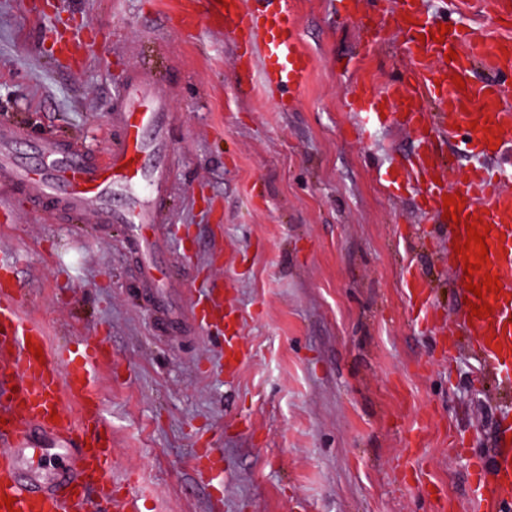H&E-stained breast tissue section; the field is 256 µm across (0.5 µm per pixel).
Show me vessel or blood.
<instances>
[{
	"mask_svg": "<svg viewBox=\"0 0 512 512\" xmlns=\"http://www.w3.org/2000/svg\"><path fill=\"white\" fill-rule=\"evenodd\" d=\"M211 27L244 41L235 74L240 85L260 79L267 92L296 96L303 89L309 60L298 48L299 27L288 0H208ZM438 19L420 0H392L378 24L395 27L406 40L409 65L399 80L375 87L363 85L350 100L351 111L368 123H381L395 113L398 126L418 136L419 150L406 167V182L423 184L420 208L439 232L467 241L468 227L485 230L489 259L474 271L473 283L485 275L498 277L500 291L485 293L491 310L472 315L462 307L455 329L468 337L482 376L503 390L495 429L494 453L476 460L471 472V512H512V191L506 175L487 166L458 169L439 153L444 138H460L465 152L487 156L503 148L512 132V37L488 40L459 24H451L442 41L431 38ZM456 58H448V51ZM484 63L493 81L474 82L470 71ZM465 78L457 87L456 78ZM111 125L122 132L116 144L98 157L55 139L30 141L37 163L15 149L27 140L17 124H0V190H23L36 203L57 204L65 213L88 214L101 224H121L125 241L141 247L151 231L167 223L161 205L170 188L167 143L177 120L169 93L150 70L133 69L112 89ZM461 196L458 220L445 216L444 199ZM17 256L0 250V496L14 498L0 512H144L134 489L117 491L113 448L105 437L112 430L91 390V372L107 352L90 339L66 349H51L43 327L22 315L14 280ZM140 281L152 288L149 301L156 325L177 336L197 322L214 321L232 331L235 320L224 299L208 295L202 315H176L162 292L171 269L152 261L138 268ZM411 309L426 316L429 286L422 275L408 272L404 284ZM41 355H34V347ZM77 412H70L69 403ZM69 459L65 470L46 472L34 456ZM201 478L222 481L223 471L211 449L197 456Z\"/></svg>",
	"mask_w": 512,
	"mask_h": 512,
	"instance_id": "obj_1",
	"label": "vessel or blood"
}]
</instances>
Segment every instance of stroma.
<instances>
[{
  "mask_svg": "<svg viewBox=\"0 0 512 512\" xmlns=\"http://www.w3.org/2000/svg\"><path fill=\"white\" fill-rule=\"evenodd\" d=\"M175 2L0 0V121L100 154L129 63L162 79L179 120L155 258H178L177 289L223 291L247 357L228 373L214 331H158L119 227L14 193L0 249L18 257L22 313L50 343L94 336L111 353L93 389L115 472L136 474L149 512H438L441 500L460 512L501 393L449 331L456 261L416 207L419 186L385 182L412 136L392 123L359 134L347 107L357 86L404 69L401 36L368 44L340 0H289L311 74L283 108L240 87L236 42L182 28ZM74 34L81 53L59 55L57 37ZM409 262L433 287L426 327L402 286ZM417 425L422 443L407 446ZM199 448L222 453L223 489L198 478Z\"/></svg>",
  "mask_w": 512,
  "mask_h": 512,
  "instance_id": "1",
  "label": "stroma"
}]
</instances>
